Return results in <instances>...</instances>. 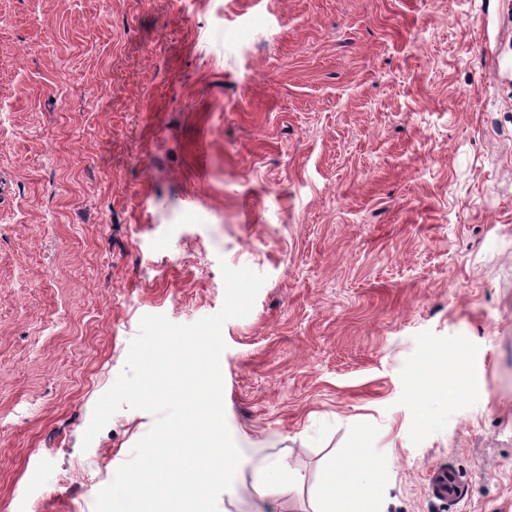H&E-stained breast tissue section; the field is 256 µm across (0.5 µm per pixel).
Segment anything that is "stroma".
<instances>
[{"label":"stroma","mask_w":512,"mask_h":512,"mask_svg":"<svg viewBox=\"0 0 512 512\" xmlns=\"http://www.w3.org/2000/svg\"><path fill=\"white\" fill-rule=\"evenodd\" d=\"M2 181L0 512H93L155 422L83 447L96 401L224 263L266 281L222 329L219 512H313L359 424L382 512H512V0H0ZM294 476L288 469L284 459L271 460L261 469L259 480L255 485V493L260 500H266L279 494L281 489L290 484ZM427 489L432 499L447 505L462 496L464 484L455 468L448 464H437L428 475Z\"/></svg>","instance_id":"stroma-1"}]
</instances>
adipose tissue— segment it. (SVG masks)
<instances>
[{
  "mask_svg": "<svg viewBox=\"0 0 512 512\" xmlns=\"http://www.w3.org/2000/svg\"><path fill=\"white\" fill-rule=\"evenodd\" d=\"M380 468V459L366 448L356 449L351 457L334 460L314 512H379Z\"/></svg>",
  "mask_w": 512,
  "mask_h": 512,
  "instance_id": "ef3b65f1",
  "label": "adipose tissue"
}]
</instances>
